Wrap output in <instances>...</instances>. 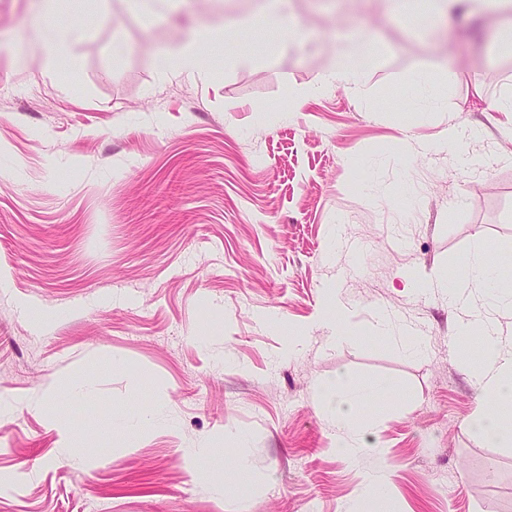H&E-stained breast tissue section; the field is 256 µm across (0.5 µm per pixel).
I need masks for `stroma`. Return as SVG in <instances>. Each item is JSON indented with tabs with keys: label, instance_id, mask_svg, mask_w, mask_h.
<instances>
[{
	"label": "stroma",
	"instance_id": "stroma-1",
	"mask_svg": "<svg viewBox=\"0 0 512 512\" xmlns=\"http://www.w3.org/2000/svg\"><path fill=\"white\" fill-rule=\"evenodd\" d=\"M252 3L144 23L79 0L59 24L83 36L50 70L30 0H0V512H357L368 474L391 512H512V449L467 429L481 338L456 336L489 312L512 340V310L475 284L463 308L408 286L479 248L512 258V112L486 109L512 46L488 17L420 34L381 0H291L302 47L237 66L240 30L206 78L157 72L160 47ZM356 36L381 47L363 91L289 107ZM451 46L446 111H413L414 75ZM452 124L482 133L432 150ZM337 304L355 336L335 342ZM341 373L396 392L353 462L318 395ZM133 410L136 437L113 427Z\"/></svg>",
	"mask_w": 512,
	"mask_h": 512
}]
</instances>
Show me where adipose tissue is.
Here are the masks:
<instances>
[{"label":"adipose tissue","mask_w":512,"mask_h":512,"mask_svg":"<svg viewBox=\"0 0 512 512\" xmlns=\"http://www.w3.org/2000/svg\"><path fill=\"white\" fill-rule=\"evenodd\" d=\"M284 2L264 0L263 7L257 13L239 18L237 27L256 32L265 29L282 32V40L273 45L277 52L301 44L304 33L284 11ZM393 3L398 14L420 30L437 29L445 18L460 11L495 13L497 32L502 42L512 43V0H426L420 8L414 7L413 0H393ZM378 58L379 50L372 40L364 37L353 39L350 46L338 48L330 54L325 71L304 88L302 94L315 97L339 85L360 87L372 74ZM156 68L162 73H181L191 77H201L206 73L205 61L192 40L160 52ZM457 280V286L449 291L452 304H464L463 285L467 282L484 283L502 300L512 303V279L503 276L497 267L487 264L482 252H475L464 260ZM476 330L482 333L483 343L480 348L481 363L473 370L471 381L480 391L482 399L468 421V428L485 444L511 448L512 415L508 414L507 408L512 405V352L503 350L494 324L486 319L461 322L457 334L466 337ZM392 396V390L383 384L358 383L344 374L321 386V406L336 421L333 449L338 457L351 461L361 453V415L368 413L374 401Z\"/></svg>","instance_id":"obj_1"}]
</instances>
